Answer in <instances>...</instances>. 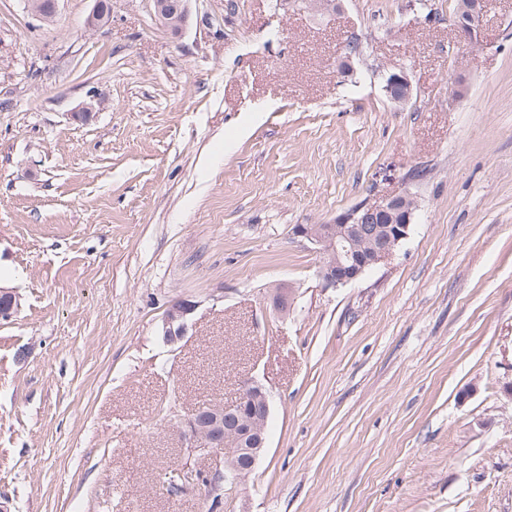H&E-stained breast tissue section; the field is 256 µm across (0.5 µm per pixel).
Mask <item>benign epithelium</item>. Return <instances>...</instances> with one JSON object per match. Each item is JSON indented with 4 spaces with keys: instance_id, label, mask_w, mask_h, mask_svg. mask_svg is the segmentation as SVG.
<instances>
[{
    "instance_id": "benign-epithelium-1",
    "label": "benign epithelium",
    "mask_w": 512,
    "mask_h": 512,
    "mask_svg": "<svg viewBox=\"0 0 512 512\" xmlns=\"http://www.w3.org/2000/svg\"><path fill=\"white\" fill-rule=\"evenodd\" d=\"M92 11L85 21L93 30L109 23L111 5L105 0H93ZM25 8L44 22L57 13L58 0H24ZM188 0H154L156 17L173 32L186 26L189 18ZM479 8L451 16L458 39L474 45L480 42L484 20ZM402 203L407 215L416 211V201L407 191L383 195L371 202L352 207L338 215L330 224H295L293 239L313 246L322 261L317 275L326 288H339L359 280L366 272L391 258L408 238L411 224H372L374 214L385 212ZM271 302L283 316L293 309L292 289L279 286L271 293ZM196 309L190 300L179 299L164 312L160 336L170 346L179 344L188 335L191 317ZM18 310V296L13 291L0 290V318L10 319ZM271 415V400L266 389L253 377L238 383L235 400L200 404L184 421L188 447L203 455H224V469L235 472L237 478L250 474L267 448L266 428ZM223 469L207 473L189 472L178 493L204 488L212 497L215 480Z\"/></svg>"
}]
</instances>
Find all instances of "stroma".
Segmentation results:
<instances>
[{
	"label": "stroma",
	"mask_w": 512,
	"mask_h": 512,
	"mask_svg": "<svg viewBox=\"0 0 512 512\" xmlns=\"http://www.w3.org/2000/svg\"><path fill=\"white\" fill-rule=\"evenodd\" d=\"M236 3L176 34L153 0L94 31L92 0H0V512H211L165 478L222 467L182 422L246 376L268 448L219 512H512V0L477 47L452 0ZM399 69L402 105L376 76ZM403 190L409 238L324 287L292 225ZM195 309V303L185 299L173 302L166 309L160 326V336L166 345L175 346L188 335Z\"/></svg>",
	"instance_id": "1"
}]
</instances>
